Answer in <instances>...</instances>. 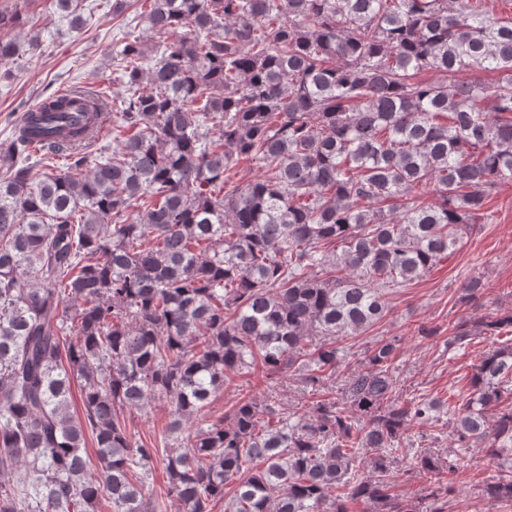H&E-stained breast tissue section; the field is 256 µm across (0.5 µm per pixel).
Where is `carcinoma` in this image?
Instances as JSON below:
<instances>
[{
  "label": "carcinoma",
  "instance_id": "obj_1",
  "mask_svg": "<svg viewBox=\"0 0 512 512\" xmlns=\"http://www.w3.org/2000/svg\"><path fill=\"white\" fill-rule=\"evenodd\" d=\"M151 2L149 29L175 40L150 66L138 40L112 57L125 97L52 92L0 142V512H99L104 498L154 512L158 449L124 410L157 399L183 512H212L229 484L227 512H406L396 458L360 449L393 452L443 408L459 447L511 458L512 409L491 410L512 394V344L485 354L457 407L399 395L394 336L343 400L329 392L339 340L382 318L387 289L452 257L512 182V19L473 0ZM425 68L448 81L415 80ZM104 105L120 119L111 149ZM33 158L64 165L37 180ZM243 161L262 174L237 184ZM511 327L512 314L465 320L452 341ZM257 367L297 374L312 400L286 411L269 385L189 430ZM414 467L448 473L424 495L445 512L456 465L419 453ZM485 493L511 508L512 468Z\"/></svg>",
  "mask_w": 512,
  "mask_h": 512
}]
</instances>
